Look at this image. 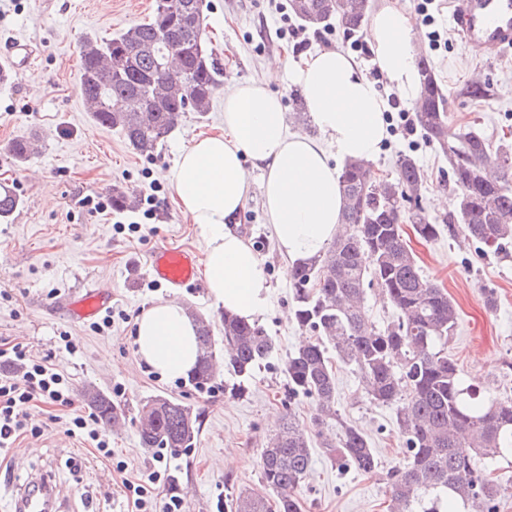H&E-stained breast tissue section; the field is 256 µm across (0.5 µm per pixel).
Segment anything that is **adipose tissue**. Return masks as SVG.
<instances>
[{
	"label": "adipose tissue",
	"instance_id": "adipose-tissue-1",
	"mask_svg": "<svg viewBox=\"0 0 512 512\" xmlns=\"http://www.w3.org/2000/svg\"><path fill=\"white\" fill-rule=\"evenodd\" d=\"M366 40L379 78L341 49L304 56L293 68L318 137L290 131L269 84L283 65L269 63L264 82L244 83L224 98V131L193 137L172 173L175 197L196 225L209 296L224 310L254 321L270 304L266 265L237 230L248 200V168L262 172L266 215L288 266L322 255L335 237L343 197L332 158L373 160L389 135L388 95L415 101L418 48L409 14L396 0L374 12ZM139 359L168 379L187 376L197 361L196 322L186 307L160 299L136 320Z\"/></svg>",
	"mask_w": 512,
	"mask_h": 512
}]
</instances>
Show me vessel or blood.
<instances>
[{
  "label": "vessel or blood",
  "mask_w": 512,
  "mask_h": 512,
  "mask_svg": "<svg viewBox=\"0 0 512 512\" xmlns=\"http://www.w3.org/2000/svg\"><path fill=\"white\" fill-rule=\"evenodd\" d=\"M449 25L474 55L496 59L512 48V0H457ZM35 55L34 47L21 40L0 49V56L19 72L31 64ZM147 267L152 278L177 290L195 281L198 260L193 251L159 247L149 254ZM111 303V294L95 288L69 301L67 310L73 319L88 322ZM55 506V488L46 477L31 479L15 499L16 512H53Z\"/></svg>",
  "instance_id": "obj_1"
}]
</instances>
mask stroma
Masks as SVG:
<instances>
[{
	"instance_id": "stroma-1",
	"label": "stroma",
	"mask_w": 512,
	"mask_h": 512,
	"mask_svg": "<svg viewBox=\"0 0 512 512\" xmlns=\"http://www.w3.org/2000/svg\"><path fill=\"white\" fill-rule=\"evenodd\" d=\"M452 0H398L412 18L415 41L430 61L438 83L448 95L450 128L472 129L492 147L512 148V98L502 93L512 84V50L485 61L448 38ZM155 0H0V38L34 43L38 54L11 83L0 85V183L12 186L21 200L8 218L0 219V344L20 343L69 376L74 391L94 385L124 404V424L111 430L112 459L104 461L80 438L67 436L72 413L89 415L82 399L72 410L39 401L28 409L30 424L40 435L20 436L14 448L0 454V512H9L17 487L30 473L51 476L60 512H136L125 482H139L163 454L175 494L186 512H223L232 495L261 492L259 452L275 430L284 410L311 425L314 405L295 399L283 408L287 376L284 364L297 347L301 330L286 312L292 309L288 266L279 255L263 206V175L250 173L251 192L240 215L239 231L253 244L268 268L271 300L262 325L276 341L271 358L254 369L242 395L224 393L223 379L198 390L187 380H168L147 367L136 354L137 318L159 297L180 301L208 321L216 344H223L224 310L209 297L204 283L171 290L148 275L146 259L156 247L170 245L202 252L195 224L174 201L171 175L193 136L224 127V97L236 86L263 80L266 65L276 56L293 59L319 49L340 47L352 53L366 73L376 66L369 48L353 46V36L339 27L299 35L287 33L288 0H203L209 46L224 75L209 112L183 115L167 141L149 157L137 154L122 134L97 124L82 97L79 40L90 33L113 37L129 25L146 20ZM434 26H425L424 14ZM441 38L430 44L427 33ZM481 75L488 95L481 100L462 90ZM389 136L373 159L375 171L394 175L400 154L412 155L426 183L422 205L437 222L448 212L438 210L439 195L455 196L448 160L422 132L405 135L398 110L387 114ZM38 137L41 148L30 161L15 166L4 151L12 140ZM122 187L136 199L151 196L157 207L143 220L140 232L129 228L132 211L94 213L79 205L88 195H111ZM423 275L448 292L460 311V322L448 352L463 377L484 394L512 399V258L479 251L458 234L441 232L423 242L410 236ZM111 291L108 313L112 325L93 331L91 323L72 319L65 302L91 286ZM497 298L495 310L484 305L486 292ZM72 341L75 353L64 349ZM336 407L343 421L363 429L382 469L405 461L396 408L371 401L362 391L353 365L334 361ZM172 397L199 415L194 448L177 453L139 444L135 421L140 402ZM30 448L19 459V448ZM313 471L302 485V512H388V501L377 477L340 473L323 448L313 446Z\"/></svg>"
}]
</instances>
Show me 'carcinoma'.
<instances>
[{"label":"carcinoma","instance_id":"1","mask_svg":"<svg viewBox=\"0 0 512 512\" xmlns=\"http://www.w3.org/2000/svg\"><path fill=\"white\" fill-rule=\"evenodd\" d=\"M292 15L307 29L338 24L347 34L368 21L370 0H288ZM202 0H161L148 20L134 23L102 40L86 35L80 44L81 92L93 120L118 129L128 145L151 156L173 131L181 115L210 110L223 71L205 39ZM421 89L415 121L448 158L457 192L456 214L448 223L495 254L512 246V151L489 152L479 133L448 126V98L431 64L418 62ZM4 151L15 164L38 152V139L12 141ZM493 165L499 176L486 178ZM425 177L416 160L402 155L396 176L378 181L369 162H349L341 170L342 227L325 252L288 269L293 288L292 320L313 333L285 362L288 399L314 401L313 424L321 445L340 469L365 475L378 470L368 436L344 422L336 408V372L328 355L356 367L364 394L379 404L396 406L407 462L385 476L391 512H412L414 503L437 492L466 512H498L502 496L512 491L487 471L485 459L512 453V399L482 397L465 385L448 356V340L459 313L448 293L425 278L404 237L403 224L422 240L440 233L420 205ZM134 197L112 189V208L128 209ZM20 198L0 191V218L9 217ZM379 288L397 312L385 326L372 322L364 307L365 290ZM224 366H218L211 325L198 321L199 361L191 384L212 386L224 369L246 378L268 361L276 342L259 324L231 313L222 316ZM83 401L107 428L126 419L125 407L87 386ZM336 421L334 433L323 427ZM136 421L143 448L167 444L174 451L196 443L199 427L190 406L165 396L141 403ZM312 471L310 436L284 415L260 453L259 472L267 494L241 491L229 512H300L299 490Z\"/></svg>","mask_w":512,"mask_h":512}]
</instances>
